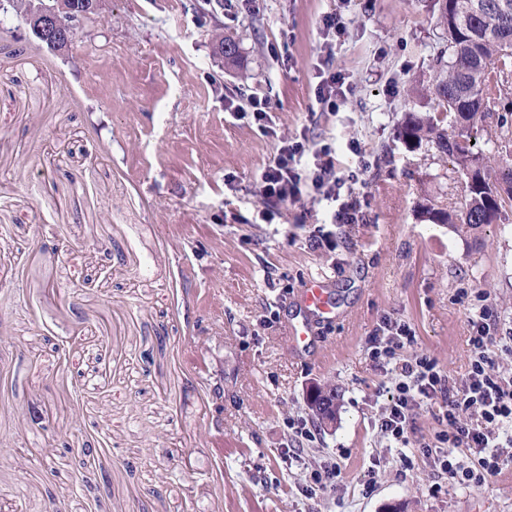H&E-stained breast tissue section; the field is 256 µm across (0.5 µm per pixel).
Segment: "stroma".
I'll list each match as a JSON object with an SVG mask.
<instances>
[{
	"mask_svg": "<svg viewBox=\"0 0 512 512\" xmlns=\"http://www.w3.org/2000/svg\"><path fill=\"white\" fill-rule=\"evenodd\" d=\"M331 13L347 21L333 66L352 87L334 116L312 111ZM438 17V0H101L57 51L0 14V512H512V463L486 485L439 483L420 453L436 406L408 447L378 427L383 322L408 324L458 379L459 289L512 330V209L474 238L428 220L461 205L462 177L398 138L434 108ZM253 93L271 98L275 136L227 111ZM305 127L366 149L362 222L327 225L310 196L259 219V175ZM318 229L335 249L315 247ZM316 277L336 317L302 353L285 326ZM319 384L330 426L309 408ZM329 461L340 477L307 497Z\"/></svg>",
	"mask_w": 512,
	"mask_h": 512,
	"instance_id": "35a3bbf8",
	"label": "stroma"
}]
</instances>
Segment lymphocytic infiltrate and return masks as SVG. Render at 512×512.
Returning <instances> with one entry per match:
<instances>
[{"instance_id":"obj_1","label":"lymphocytic infiltrate","mask_w":512,"mask_h":512,"mask_svg":"<svg viewBox=\"0 0 512 512\" xmlns=\"http://www.w3.org/2000/svg\"><path fill=\"white\" fill-rule=\"evenodd\" d=\"M315 70L316 105L321 113L336 114L351 88L333 70L330 58L320 59ZM346 147L358 163L343 176L336 165L335 142L315 139L305 130L283 141L273 162L260 174L262 220L272 222L281 206L313 193L330 205L329 223L359 222L362 205L356 186L369 160L359 140H348ZM491 316L487 296L475 293L467 316L471 329L468 374L462 381L442 374L426 354H407L406 347L414 338L404 325L373 336L370 342L373 361L395 372L387 389L389 408L380 420L381 433L395 444L409 445V423L416 409L441 401L443 428L427 452L441 477L453 482L487 483L504 463L512 462V379L494 371L496 352L512 354V336L494 337Z\"/></svg>"}]
</instances>
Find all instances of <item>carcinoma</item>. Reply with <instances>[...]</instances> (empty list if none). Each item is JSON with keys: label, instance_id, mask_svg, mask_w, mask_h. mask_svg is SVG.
<instances>
[{"label": "carcinoma", "instance_id": "1", "mask_svg": "<svg viewBox=\"0 0 512 512\" xmlns=\"http://www.w3.org/2000/svg\"><path fill=\"white\" fill-rule=\"evenodd\" d=\"M47 1L61 19L68 20L64 10L68 0H12L10 7L24 16L35 33ZM439 23L446 44L435 60L432 95L436 107L423 117H409L399 136L409 145L430 142L452 159L466 184L464 203L451 211L433 207L427 214L435 224L475 237L484 225L500 221L505 200L512 201V161L507 159L496 169L473 149L468 155L457 154L455 145L460 138L471 140L476 117L512 112V101H507L512 89V0H443ZM448 113L460 123L451 136L440 118Z\"/></svg>", "mask_w": 512, "mask_h": 512}]
</instances>
